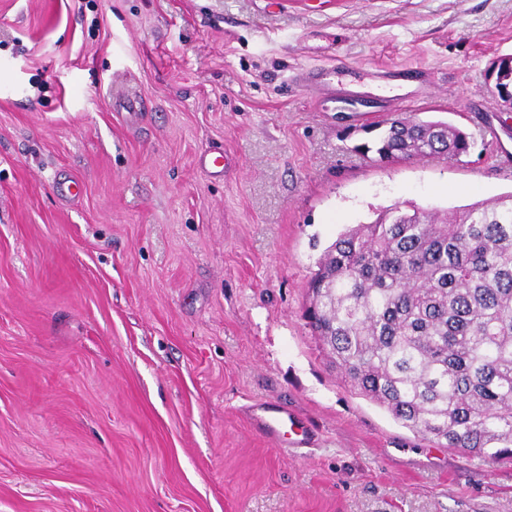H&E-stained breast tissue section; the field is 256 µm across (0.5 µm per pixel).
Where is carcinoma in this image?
Returning a JSON list of instances; mask_svg holds the SVG:
<instances>
[{"label":"carcinoma","mask_w":512,"mask_h":512,"mask_svg":"<svg viewBox=\"0 0 512 512\" xmlns=\"http://www.w3.org/2000/svg\"><path fill=\"white\" fill-rule=\"evenodd\" d=\"M444 121L395 120L358 147L383 162L458 155ZM304 318L349 387L409 430L485 461L512 459V195L445 213L396 203L342 232Z\"/></svg>","instance_id":"obj_1"}]
</instances>
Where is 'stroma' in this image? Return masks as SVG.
I'll return each instance as SVG.
<instances>
[{
  "mask_svg": "<svg viewBox=\"0 0 512 512\" xmlns=\"http://www.w3.org/2000/svg\"><path fill=\"white\" fill-rule=\"evenodd\" d=\"M505 54L512 0H0V512H512V461L355 394L303 316L376 209L512 193ZM409 116L468 153L359 152ZM255 402L314 445H270Z\"/></svg>",
  "mask_w": 512,
  "mask_h": 512,
  "instance_id": "35a3bbf8",
  "label": "stroma"
}]
</instances>
